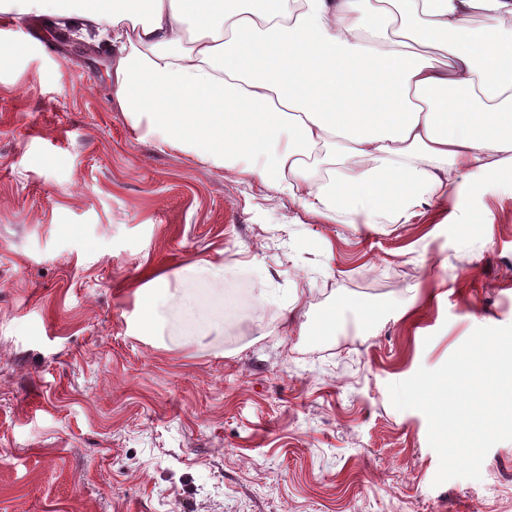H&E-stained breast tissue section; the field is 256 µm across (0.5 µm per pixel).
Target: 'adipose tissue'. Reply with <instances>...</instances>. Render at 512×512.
Here are the masks:
<instances>
[{
	"instance_id": "adipose-tissue-1",
	"label": "adipose tissue",
	"mask_w": 512,
	"mask_h": 512,
	"mask_svg": "<svg viewBox=\"0 0 512 512\" xmlns=\"http://www.w3.org/2000/svg\"><path fill=\"white\" fill-rule=\"evenodd\" d=\"M14 14L105 43L110 98L140 138L327 221L397 224L447 200L456 172L512 173V0H0ZM225 271L213 257L144 282L139 325L169 305L195 327L171 280Z\"/></svg>"
}]
</instances>
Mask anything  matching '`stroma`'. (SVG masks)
Here are the masks:
<instances>
[{
    "instance_id": "35a3bbf8",
    "label": "stroma",
    "mask_w": 512,
    "mask_h": 512,
    "mask_svg": "<svg viewBox=\"0 0 512 512\" xmlns=\"http://www.w3.org/2000/svg\"><path fill=\"white\" fill-rule=\"evenodd\" d=\"M408 222L328 224L258 183L139 139L100 57L45 22L0 29V512H512V441L478 480L434 485L419 411L390 383L475 328L512 325V180L459 179ZM223 255L186 283L258 315L166 347L132 283ZM326 336L278 327L296 291ZM376 310L360 323L361 306Z\"/></svg>"
}]
</instances>
